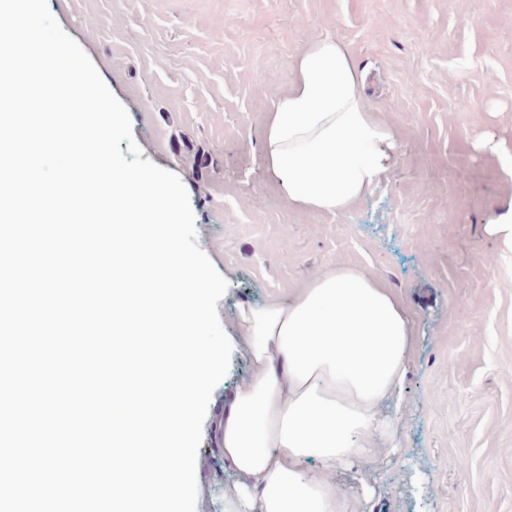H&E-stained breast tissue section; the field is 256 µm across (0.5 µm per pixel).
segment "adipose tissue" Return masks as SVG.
<instances>
[{"label": "adipose tissue", "mask_w": 512, "mask_h": 512, "mask_svg": "<svg viewBox=\"0 0 512 512\" xmlns=\"http://www.w3.org/2000/svg\"><path fill=\"white\" fill-rule=\"evenodd\" d=\"M292 79L268 113L263 159L288 204L339 214L379 187L397 151L336 37L293 57ZM235 326L251 374L213 425L234 478L225 512H353L339 467L397 450L396 417L415 326L404 299L341 264L287 295L239 303Z\"/></svg>", "instance_id": "adipose-tissue-1"}]
</instances>
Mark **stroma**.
Segmentation results:
<instances>
[{
	"label": "stroma",
	"mask_w": 512,
	"mask_h": 512,
	"mask_svg": "<svg viewBox=\"0 0 512 512\" xmlns=\"http://www.w3.org/2000/svg\"><path fill=\"white\" fill-rule=\"evenodd\" d=\"M129 112L144 158L186 187L217 304L285 294L339 264L401 292L415 321L401 451L341 469L358 512H512V253L485 227L512 206V0H48ZM336 36L397 131L384 184L339 214L288 205L261 153L293 56ZM250 371L236 342L198 450L196 512L232 482L213 423Z\"/></svg>",
	"instance_id": "obj_1"
}]
</instances>
